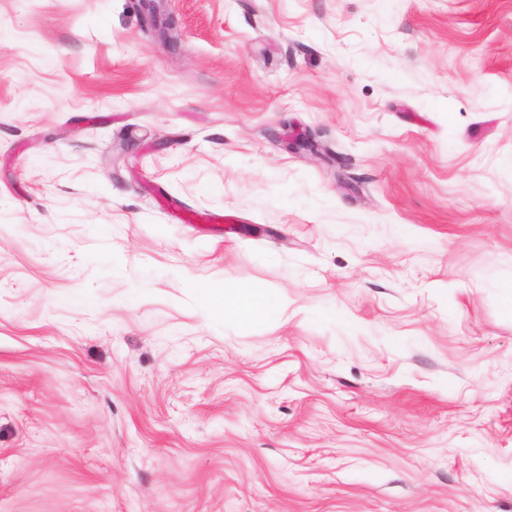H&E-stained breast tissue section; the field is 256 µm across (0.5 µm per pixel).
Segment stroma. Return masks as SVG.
I'll use <instances>...</instances> for the list:
<instances>
[{
  "label": "stroma",
  "instance_id": "1",
  "mask_svg": "<svg viewBox=\"0 0 512 512\" xmlns=\"http://www.w3.org/2000/svg\"><path fill=\"white\" fill-rule=\"evenodd\" d=\"M168 8L0 0V512H512V0ZM140 15L141 27L155 39L164 43L174 40L177 20L168 12L166 0H133ZM286 305L283 298L271 294L247 297L235 288H225L215 308L220 313L235 312L244 320L263 321L280 315Z\"/></svg>",
  "mask_w": 512,
  "mask_h": 512
}]
</instances>
